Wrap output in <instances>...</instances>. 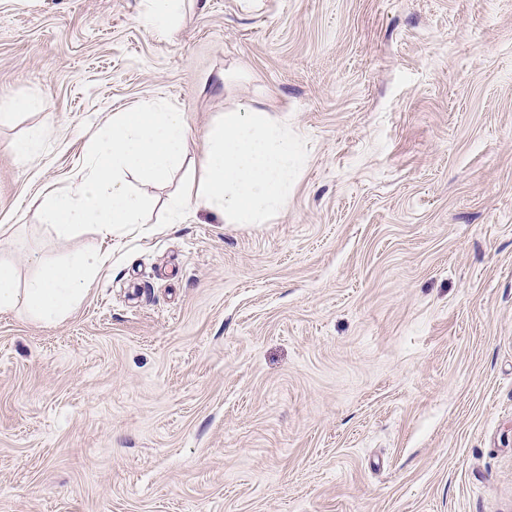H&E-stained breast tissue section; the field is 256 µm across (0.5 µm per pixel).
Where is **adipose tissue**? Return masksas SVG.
I'll use <instances>...</instances> for the list:
<instances>
[{
	"label": "adipose tissue",
	"instance_id": "obj_1",
	"mask_svg": "<svg viewBox=\"0 0 512 512\" xmlns=\"http://www.w3.org/2000/svg\"><path fill=\"white\" fill-rule=\"evenodd\" d=\"M307 164L287 120L242 107L213 127L197 169L172 202L174 210L205 208L228 224H264L284 214L298 172ZM36 273L17 285L12 250L0 238V313L23 311L46 324L69 315L85 298L104 261L87 251L62 261L32 252Z\"/></svg>",
	"mask_w": 512,
	"mask_h": 512
}]
</instances>
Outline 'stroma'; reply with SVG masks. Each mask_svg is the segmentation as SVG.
<instances>
[{
	"label": "stroma",
	"mask_w": 512,
	"mask_h": 512,
	"mask_svg": "<svg viewBox=\"0 0 512 512\" xmlns=\"http://www.w3.org/2000/svg\"><path fill=\"white\" fill-rule=\"evenodd\" d=\"M145 8L0 0L13 273L108 256L65 319L0 314V512H512V0H183L168 36ZM161 100L194 159L239 105L287 118V212L161 228L175 178L146 232L38 223Z\"/></svg>",
	"instance_id": "35a3bbf8"
}]
</instances>
